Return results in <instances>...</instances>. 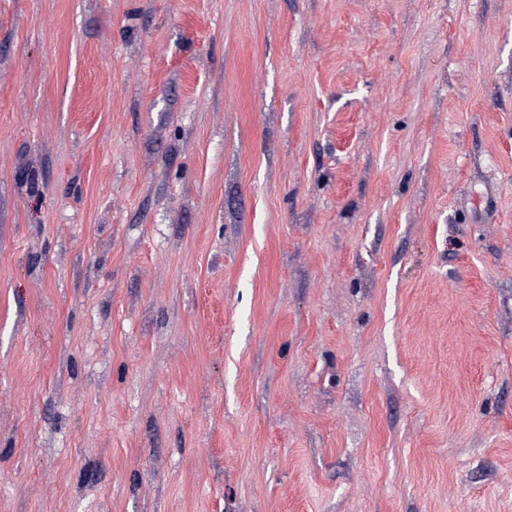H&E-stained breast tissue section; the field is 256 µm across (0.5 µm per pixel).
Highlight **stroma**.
Listing matches in <instances>:
<instances>
[{
    "label": "stroma",
    "instance_id": "1",
    "mask_svg": "<svg viewBox=\"0 0 512 512\" xmlns=\"http://www.w3.org/2000/svg\"><path fill=\"white\" fill-rule=\"evenodd\" d=\"M0 512H512V0H0Z\"/></svg>",
    "mask_w": 512,
    "mask_h": 512
}]
</instances>
